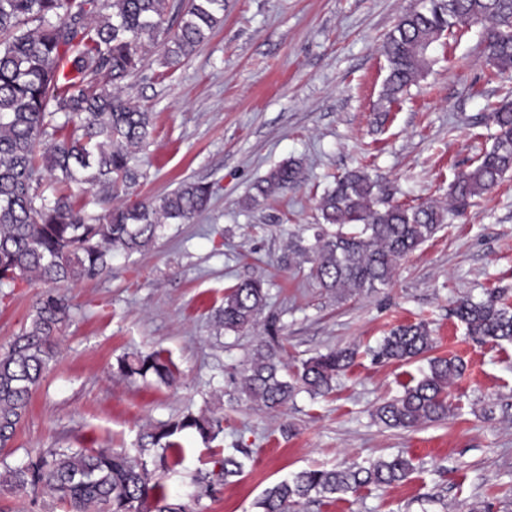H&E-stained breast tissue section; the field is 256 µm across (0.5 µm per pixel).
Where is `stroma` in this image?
Segmentation results:
<instances>
[{"mask_svg": "<svg viewBox=\"0 0 512 512\" xmlns=\"http://www.w3.org/2000/svg\"><path fill=\"white\" fill-rule=\"evenodd\" d=\"M417 0H227L224 23L175 68L152 52L124 94L153 114L145 177L118 203L133 206L181 182L211 185L206 212L167 225L145 250L112 259V271L65 285L70 318L56 362L34 391L4 454L8 464L49 450L115 448L135 453L147 425L186 412L222 417L203 442L187 436L169 456L167 492L192 512H256L263 491L304 469L364 465L404 454L416 470L402 483L311 500L299 512H512V343L479 342L452 316L455 302L503 292L512 304V174L474 199L420 249L399 261L391 283L337 301L305 270L279 258L289 241L311 242L317 201L335 175L362 167L392 202L448 198L455 175L493 144L491 109L505 91L477 29L453 30L430 70L395 105L381 99L382 45ZM302 160L296 188L247 203L279 163ZM266 283L263 320H276L289 365L354 346L355 364L328 396L299 393L272 413L237 392L255 333L215 337L212 315L226 288ZM45 290L38 281L0 285V353L28 324ZM426 319L433 353L463 360L447 419L414 430L373 416L399 396L424 359L374 363L370 351L399 324ZM160 352L174 379L117 374L120 358ZM252 450L244 475L194 498L192 478L226 449ZM0 512H71L41 491L0 494Z\"/></svg>", "mask_w": 512, "mask_h": 512, "instance_id": "1", "label": "stroma"}]
</instances>
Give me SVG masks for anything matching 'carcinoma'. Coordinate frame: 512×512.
<instances>
[{
  "mask_svg": "<svg viewBox=\"0 0 512 512\" xmlns=\"http://www.w3.org/2000/svg\"><path fill=\"white\" fill-rule=\"evenodd\" d=\"M421 3L399 18L383 46L388 75L381 99L398 101L428 70L431 51L445 33L476 22L492 76L512 75V0ZM223 23L224 0H0V283L35 279L48 287L29 324L0 354V451L11 447L33 391L55 362V338L70 317L60 286L109 272L112 256L138 252L164 225L187 223L206 210L212 189L200 182L103 213L76 203L73 188L102 204L137 183L142 173L136 155L150 143L153 118L121 95L122 84L149 48L162 44L164 64L177 65ZM491 120L498 128L493 146L457 175L448 205L389 204L367 172L350 170L319 200L323 220L337 230L322 227L307 245L290 242L283 262L309 264V276L340 300L388 285L398 261L512 172V102L503 101ZM302 175L301 162H284L256 184L249 201L294 187ZM267 299L260 279L235 284L213 315L216 335L256 328ZM452 314L479 341H512V307L494 292L479 301L459 300ZM264 331L270 339H258L239 389L270 411L287 408L301 391L313 398L329 395L336 376L357 355L349 347L332 349L290 371L273 340L274 324ZM433 343L428 322L402 324L383 338L374 358L410 362L426 357ZM427 363L400 396L377 407L375 417L384 426L416 429L454 410L448 389L464 363L455 357H427ZM117 372L163 383L173 378L171 364L158 352L126 356ZM184 431L208 442L223 432L222 419L188 413L153 425L141 433L135 457L101 448L41 452L15 466L1 460L0 490L39 486L67 501L72 512H189L168 497L162 483L167 453L182 452L177 436ZM250 458L251 449L234 448L213 461L218 471L200 472L193 482L207 489L227 483L243 474ZM414 470L402 454L367 466L304 470L267 488L255 507L292 512L313 498L399 484Z\"/></svg>",
  "mask_w": 512,
  "mask_h": 512,
  "instance_id": "cac0c4a2",
  "label": "carcinoma"
}]
</instances>
